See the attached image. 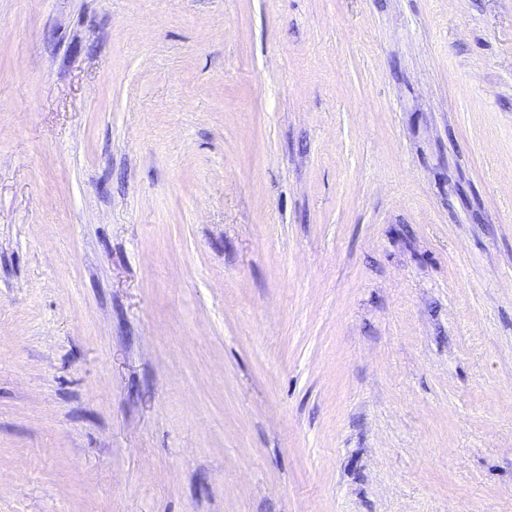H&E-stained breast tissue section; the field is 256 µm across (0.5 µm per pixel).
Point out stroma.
Listing matches in <instances>:
<instances>
[{"instance_id":"obj_1","label":"stroma","mask_w":512,"mask_h":512,"mask_svg":"<svg viewBox=\"0 0 512 512\" xmlns=\"http://www.w3.org/2000/svg\"><path fill=\"white\" fill-rule=\"evenodd\" d=\"M0 512H512V0H0Z\"/></svg>"}]
</instances>
